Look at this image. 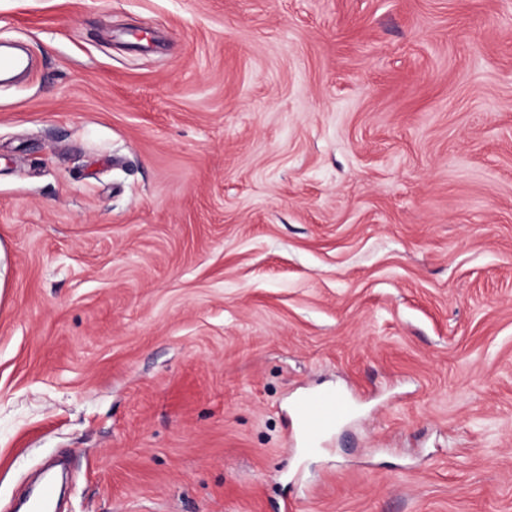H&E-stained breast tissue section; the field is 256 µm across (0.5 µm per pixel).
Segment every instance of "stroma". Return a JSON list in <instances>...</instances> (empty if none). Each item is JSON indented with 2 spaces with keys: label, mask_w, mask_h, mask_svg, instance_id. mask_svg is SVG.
Segmentation results:
<instances>
[{
  "label": "stroma",
  "mask_w": 512,
  "mask_h": 512,
  "mask_svg": "<svg viewBox=\"0 0 512 512\" xmlns=\"http://www.w3.org/2000/svg\"><path fill=\"white\" fill-rule=\"evenodd\" d=\"M5 40L0 512L58 456L65 512H512V0H0ZM346 401L336 391L299 397L293 405V417L306 448L316 450L322 438L345 419Z\"/></svg>",
  "instance_id": "1"
}]
</instances>
